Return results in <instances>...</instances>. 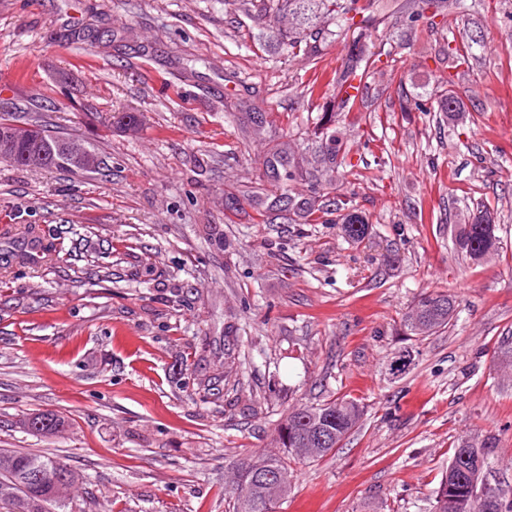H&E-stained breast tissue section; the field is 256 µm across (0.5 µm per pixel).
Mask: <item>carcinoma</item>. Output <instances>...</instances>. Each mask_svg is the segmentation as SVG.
I'll list each match as a JSON object with an SVG mask.
<instances>
[{"label":"carcinoma","mask_w":512,"mask_h":512,"mask_svg":"<svg viewBox=\"0 0 512 512\" xmlns=\"http://www.w3.org/2000/svg\"><path fill=\"white\" fill-rule=\"evenodd\" d=\"M415 2L418 8L407 13V25L414 28L423 24L432 32L448 29L445 0ZM394 3L396 0H250L260 21H269L280 13L295 19V27L278 33L277 37L280 49L290 58L317 57L327 35L325 24L329 21L336 25V34L349 39L355 48L343 68L330 80L336 87V97L323 108L316 122L318 156L329 168L346 163L347 154L336 124L348 116L358 93L375 74V53L370 51L368 40L385 16L395 13ZM447 83L448 90L437 101V111L451 119L458 115V95L453 81L449 79ZM18 122L13 116L0 115V129H10L17 134L7 148H0V162L21 168H62L81 173H94L104 165L101 155L77 137L52 136L37 123L23 127ZM31 128L41 136V145L54 150V154L45 156V161L37 165L24 159V155L34 149L24 138ZM61 145L78 147L80 155L75 158L58 150ZM265 167L272 190L258 191L247 197L260 220L286 209L292 213L295 224L326 223L323 207L318 203L324 188L316 174L304 168L303 160L280 149L269 153ZM304 178L314 185V195L310 197H300L293 192L294 184ZM334 206L336 223L340 224L342 233L353 242H363L369 235V224L352 198L338 197L334 199ZM490 220V213L480 209L474 214L473 223L454 225L458 251L476 264L482 263L500 244L497 225ZM458 306L457 297L445 291L426 293L405 315L404 326L413 335L428 337L449 324ZM411 362L410 351L402 349L392 357L390 371L394 375L401 374ZM362 415V407L347 398L293 407L277 430L279 452L257 453L228 471L231 489L228 512H279L291 490L292 465L319 460L341 447L359 426ZM21 426L48 437L59 432L64 420L54 414L35 413L21 420ZM494 447L496 438L492 434L483 436L477 444L469 442L466 436L457 439L437 490L434 512H512V490L495 497L480 493V488L472 484L476 463L487 468L489 449ZM33 471L59 473L62 478L35 487L28 481V474ZM78 481V475L54 457L0 452V512H48V506L62 501Z\"/></svg>","instance_id":"cac0c4a2"}]
</instances>
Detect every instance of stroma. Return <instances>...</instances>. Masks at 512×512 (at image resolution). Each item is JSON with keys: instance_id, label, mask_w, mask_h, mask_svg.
Here are the masks:
<instances>
[{"instance_id": "stroma-1", "label": "stroma", "mask_w": 512, "mask_h": 512, "mask_svg": "<svg viewBox=\"0 0 512 512\" xmlns=\"http://www.w3.org/2000/svg\"><path fill=\"white\" fill-rule=\"evenodd\" d=\"M450 21L372 33L378 72L337 126L355 169L320 174L356 193L371 225L356 244L334 223L225 206L264 182L269 152L313 162L347 40L288 58L253 37L290 17L263 28L244 0H0V114L104 160L96 173L0 162V451L80 474L52 512H226L228 469L277 450L294 405L338 397L362 406L359 427L296 465L280 512H432L463 435H495L485 479L512 487V0ZM452 40L469 53L454 69ZM449 79L459 119L403 111ZM482 206L501 246L477 265L452 230ZM433 290L460 306L422 340L402 318ZM403 347L414 361L396 377ZM32 413L66 426L24 432Z\"/></svg>"}]
</instances>
